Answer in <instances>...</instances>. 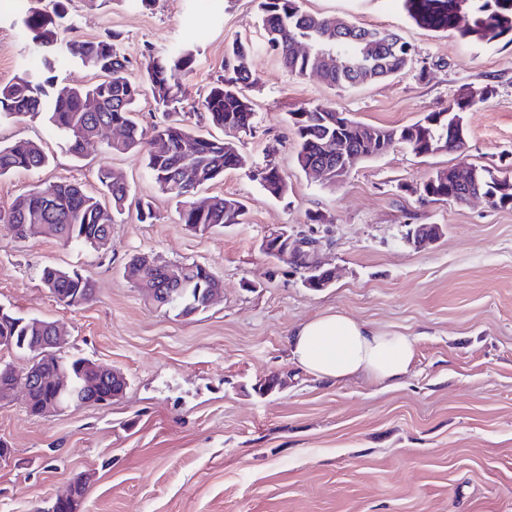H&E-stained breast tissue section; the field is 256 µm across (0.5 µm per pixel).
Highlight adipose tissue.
<instances>
[{"label": "adipose tissue", "instance_id": "ef3b65f1", "mask_svg": "<svg viewBox=\"0 0 512 512\" xmlns=\"http://www.w3.org/2000/svg\"><path fill=\"white\" fill-rule=\"evenodd\" d=\"M287 344L294 364L331 384L362 375L393 385L410 373L415 358L411 337L357 321L339 310L299 323Z\"/></svg>", "mask_w": 512, "mask_h": 512}]
</instances>
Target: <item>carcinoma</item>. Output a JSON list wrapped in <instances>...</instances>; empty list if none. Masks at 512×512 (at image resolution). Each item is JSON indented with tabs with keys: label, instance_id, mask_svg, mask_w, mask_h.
Segmentation results:
<instances>
[{
	"label": "carcinoma",
	"instance_id": "1",
	"mask_svg": "<svg viewBox=\"0 0 512 512\" xmlns=\"http://www.w3.org/2000/svg\"><path fill=\"white\" fill-rule=\"evenodd\" d=\"M409 17L418 25L433 31H452L461 39L479 44L512 43V0H401ZM262 26L267 44L278 62L297 78L317 74L324 83L339 90L353 89L365 83L384 80L406 70L413 61L407 42L385 28H367L349 22L336 27L335 20L316 17L301 9L300 0H259ZM67 12L64 0H29L23 24L32 43L43 55V67L22 69L13 81L0 84V122L18 118L45 116L50 125L66 140L69 152L82 156L87 139L97 138L103 131L120 126L125 138L118 144L107 143L113 153L142 151L146 167L159 189L179 199L182 224L197 234H207L215 227L242 224L245 205L234 198L220 195L209 198V205L197 209L191 203L194 191L224 179V173L246 165L247 159L237 136L224 139L193 133L185 124L183 106L184 82L194 72L197 50L189 45H176L164 53L148 49L140 78L130 75L131 61L121 48V36L108 31L93 40H63ZM381 33L374 46L375 66L366 73L339 69L329 57L341 51L346 58L356 56L367 35ZM342 39H336V35ZM311 45L309 54L297 46ZM250 45L236 40L224 50V74L217 77L192 111L200 112L207 122L223 130L247 132L253 127L254 108L246 94L255 82L249 67ZM62 58L80 64L99 81L82 88L57 89L55 77L45 75L51 67L50 58ZM150 94L164 121L154 125L148 135L137 120V104L141 96ZM494 93L490 85L470 86L448 105L427 113L417 122L387 128L356 121L328 105H316L290 115L296 137V163L302 171L309 167H325L336 172L340 159L336 147L360 151L363 158L375 157L373 135H384L383 149L399 144L413 153L432 156L436 152H463L466 146V112ZM94 101L96 109L87 110ZM195 145L193 152L182 145ZM49 163L41 145L19 141L0 145V178L18 171H35ZM338 173V172H336ZM343 176V173H338ZM264 189L273 197L288 193V182L272 161L257 171ZM97 181L112 203L107 209L99 197L82 186L60 180L35 189L16 199L10 211L0 214V222L10 224L21 237L41 236L78 245L100 246L112 235L114 216L135 208L142 223L157 219L150 203L131 196L128 184L111 168L102 166ZM421 195L436 201L462 203L477 192L489 196L492 207H512V176H502L485 166L477 168V180L458 181L456 170H436L418 188ZM138 258L125 266L124 276L139 288H164L174 294L182 284L191 283L187 297L177 315L189 316L201 304L205 294L219 287V281L205 265L180 263V281L168 279L167 265L138 267ZM41 280L48 289H55L68 306H80L94 298L91 280L76 272L47 265ZM47 320L24 317L10 312L0 314V336L14 339L13 351L33 354L40 346L43 331L37 324ZM90 360L83 357H59L49 362L42 384L34 391L32 405L38 406L50 395L57 368L67 370L75 381L89 371Z\"/></svg>",
	"mask_w": 512,
	"mask_h": 512
}]
</instances>
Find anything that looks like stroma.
<instances>
[{"label": "stroma", "instance_id": "1", "mask_svg": "<svg viewBox=\"0 0 512 512\" xmlns=\"http://www.w3.org/2000/svg\"><path fill=\"white\" fill-rule=\"evenodd\" d=\"M80 39L119 32L133 61L145 48L198 50L186 105L222 73L224 47H251L255 118L240 134L244 168L200 188L196 199L244 202L246 221L200 235L181 224L141 154L115 155L112 131L74 160L45 118L0 124V144L41 143L46 167L0 178V212L45 184L70 180L98 192L96 172H120L151 201L154 223L129 215L106 248L15 238L0 223V307L55 322L76 354L123 371L129 386L111 406L85 404L30 415L22 392L0 402V512H34L80 475L79 512H512V208L485 200L434 201L415 188L440 168L512 171V44L485 46L418 26L400 0H301L302 10L399 33L413 49L402 74L351 90L291 76L269 53L256 0H67ZM26 0H0V83L41 62L26 39ZM495 94L467 113L461 153L421 157L398 145L357 163L329 186L295 162L289 115L315 104L355 120L406 126L443 109L469 86ZM275 162L288 182L271 197L253 175ZM320 214L324 223H310ZM318 239L334 282L314 289L304 273L267 257L262 240L281 225ZM438 224L440 239L407 244V230ZM207 265L222 295L179 318L124 276L132 258ZM95 284L89 303L58 302L44 266ZM341 310L411 336V373L387 387L364 379L326 384L291 363L297 324ZM281 377L284 388L255 392Z\"/></svg>", "mask_w": 512, "mask_h": 512}]
</instances>
